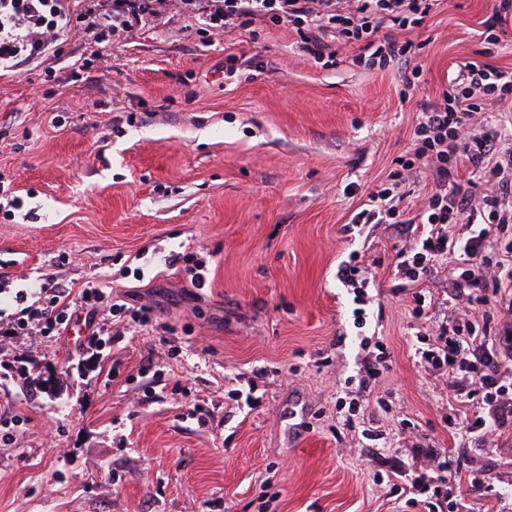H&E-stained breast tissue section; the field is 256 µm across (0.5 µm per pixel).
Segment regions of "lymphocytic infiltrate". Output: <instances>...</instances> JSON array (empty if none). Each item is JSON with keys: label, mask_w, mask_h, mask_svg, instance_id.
Wrapping results in <instances>:
<instances>
[{"label": "lymphocytic infiltrate", "mask_w": 512, "mask_h": 512, "mask_svg": "<svg viewBox=\"0 0 512 512\" xmlns=\"http://www.w3.org/2000/svg\"><path fill=\"white\" fill-rule=\"evenodd\" d=\"M435 0H84L73 11L68 0H0V69L18 71L44 57L59 41L76 39L97 45L108 36L130 31L134 25L171 14L197 17L214 37L246 29L254 20L293 27L304 51L314 60L336 56L339 48L354 50L357 63L386 67L405 65L406 86H416L423 67L414 45L399 41L397 31L422 24ZM512 26V0H491L483 22L481 58L461 62L439 100L418 116L413 149L399 160L387 182L370 189L367 200L352 218L356 224H416L420 235L397 254L396 265L410 282L427 278L437 266L461 263L455 284L467 306L454 322L437 321L425 295L415 297L414 313L432 323L426 346L416 348L418 363L442 375L454 398L480 401L481 409L456 423L455 428L483 446L497 434L505 414H512V318L499 339H490L476 313L485 304V291L500 296L512 315V242L497 231L512 223V130L475 121L486 101L512 103V68L489 63L502 37ZM474 174L475 190L459 181L460 172ZM431 186L422 208L400 210L399 187L407 177ZM464 225L463 236L452 237L448 227ZM112 295L96 281L81 291L40 284L34 302L17 292L14 311L0 308V337L59 336L69 328L73 311L85 313L84 324L99 336V307ZM413 460L423 468L413 480L407 503L424 512H463V502H449L445 463L428 448H414Z\"/></svg>", "instance_id": "lymphocytic-infiltrate-1"}]
</instances>
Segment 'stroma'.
I'll use <instances>...</instances> for the list:
<instances>
[{"instance_id": "35a3bbf8", "label": "stroma", "mask_w": 512, "mask_h": 512, "mask_svg": "<svg viewBox=\"0 0 512 512\" xmlns=\"http://www.w3.org/2000/svg\"><path fill=\"white\" fill-rule=\"evenodd\" d=\"M488 8L438 0L402 32L421 47L411 89L345 49L314 63L289 27L256 21L212 44L187 16L106 45L107 71L62 41L0 75V175L24 202L0 217L10 287L94 278L153 320L105 315L97 344L81 323L0 342L13 368L0 418L21 419L0 440V512H412L393 473L419 442L471 512H512V422L464 446L444 379L414 357L427 331L414 295L454 318L456 267L405 287L408 237L345 230L408 157L419 113L482 50ZM189 252L203 288L168 265ZM354 259L375 276L360 325L336 278ZM380 353L362 428L348 429L339 399ZM51 373L58 388L39 389Z\"/></svg>"}]
</instances>
